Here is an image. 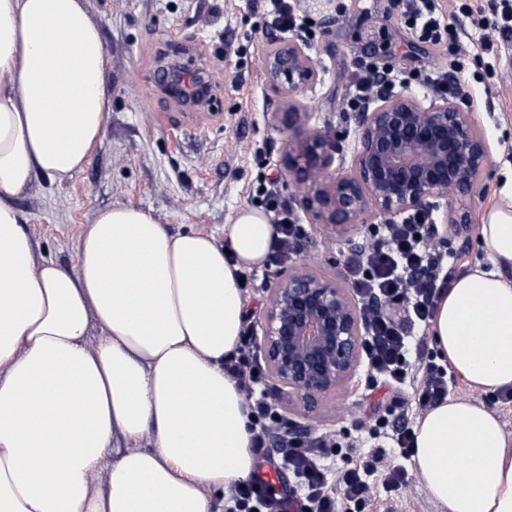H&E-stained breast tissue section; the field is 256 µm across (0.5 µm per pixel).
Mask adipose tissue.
I'll use <instances>...</instances> for the list:
<instances>
[{"label":"adipose tissue","mask_w":512,"mask_h":512,"mask_svg":"<svg viewBox=\"0 0 512 512\" xmlns=\"http://www.w3.org/2000/svg\"><path fill=\"white\" fill-rule=\"evenodd\" d=\"M101 25L88 0H0V512H220L256 459L224 363L245 319L237 275L271 254L269 217L240 208L222 243L108 206L71 271L36 258L14 203L35 177L81 170L104 135ZM479 241L487 265L443 290L430 330L439 363L495 392L512 389V186ZM414 434L440 512H512V438L491 410L451 397Z\"/></svg>","instance_id":"ef3b65f1"}]
</instances>
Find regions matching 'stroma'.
Instances as JSON below:
<instances>
[{"label": "stroma", "mask_w": 512, "mask_h": 512, "mask_svg": "<svg viewBox=\"0 0 512 512\" xmlns=\"http://www.w3.org/2000/svg\"><path fill=\"white\" fill-rule=\"evenodd\" d=\"M324 12L308 11L315 36L307 43L319 77L296 98L312 124L329 129L336 170L350 169L356 139L355 115L341 109L345 86L364 62L394 69L397 90L420 93L427 70L448 71L444 47L412 38L401 26L396 0H325ZM102 17L112 106L107 128L81 171L64 181L37 178L15 204L28 218L37 258L66 268L76 265L77 232L98 209L131 204L146 209L173 233L198 231L223 238L237 210L263 200L275 184L306 235L319 248L311 261L321 276L350 286L348 248L362 241L357 224L338 234L311 223L293 197L283 165L284 137L271 123L285 106L268 83L264 66L275 45L262 32V0H88ZM458 105L489 138L491 159L477 189L455 199L472 224L448 226L450 247L460 250L457 271L482 252L478 222L512 175V43L499 45L495 64L463 57ZM201 71L210 82L209 108L166 96L158 87L163 71ZM284 263H267L264 280L245 292L246 321L259 327L271 288L287 273ZM267 391L290 420L311 431L343 430L356 436L365 394L354 376L333 400L304 412L275 382ZM365 512H439L425 488L374 496Z\"/></svg>", "instance_id": "stroma-1"}]
</instances>
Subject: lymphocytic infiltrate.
I'll return each mask as SVG.
<instances>
[{
  "instance_id": "1",
  "label": "lymphocytic infiltrate",
  "mask_w": 512,
  "mask_h": 512,
  "mask_svg": "<svg viewBox=\"0 0 512 512\" xmlns=\"http://www.w3.org/2000/svg\"><path fill=\"white\" fill-rule=\"evenodd\" d=\"M411 35L418 40L447 41L452 55L476 47L488 54L496 41H512V4L502 7L501 18L480 17L473 24L479 35L462 41L456 28L446 24L439 0H397ZM393 70L371 64L354 74L347 84L343 108L362 111L383 86H395ZM266 205L276 212L277 238L273 258L290 260L304 235L275 187L264 190ZM433 213L419 210L399 222L373 224L362 243L346 254L363 323L364 374L374 385L393 393L392 410L366 415L358 423L356 440L344 442L340 433L292 432L265 386L252 326H245L235 354L225 362L250 409L249 431L254 447L286 449L295 476L294 486L278 493L261 473L244 485L234 486L225 512H364L374 493L373 476L384 472L385 492L418 484L417 473L394 456L410 458L414 443L413 417L447 399L448 370L437 363L426 337L414 327H428L441 290L449 287L458 255L438 250L430 233Z\"/></svg>"
}]
</instances>
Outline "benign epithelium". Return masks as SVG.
Wrapping results in <instances>:
<instances>
[{
	"instance_id": "1",
	"label": "benign epithelium",
	"mask_w": 512,
	"mask_h": 512,
	"mask_svg": "<svg viewBox=\"0 0 512 512\" xmlns=\"http://www.w3.org/2000/svg\"><path fill=\"white\" fill-rule=\"evenodd\" d=\"M268 82L295 96L317 79L302 43L281 40L266 65ZM351 171L335 174L329 131L310 124L292 103L275 113L287 137L284 163L312 223L339 231L370 214L388 221L443 208L444 224H468L454 195L471 193L490 146L470 114L442 98L423 104L407 91H384L358 113ZM305 251L271 289L259 345L273 378L305 410L336 396L360 363L361 315L347 289L313 271Z\"/></svg>"
}]
</instances>
